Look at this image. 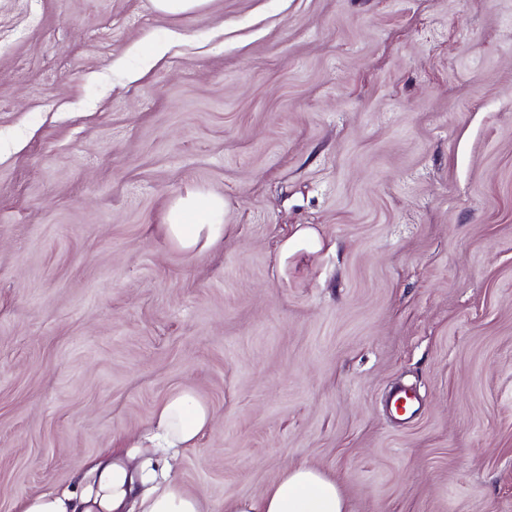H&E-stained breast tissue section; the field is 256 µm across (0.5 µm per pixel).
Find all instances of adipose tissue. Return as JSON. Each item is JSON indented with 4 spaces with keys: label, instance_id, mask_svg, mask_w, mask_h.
Wrapping results in <instances>:
<instances>
[{
    "label": "adipose tissue",
    "instance_id": "obj_1",
    "mask_svg": "<svg viewBox=\"0 0 512 512\" xmlns=\"http://www.w3.org/2000/svg\"><path fill=\"white\" fill-rule=\"evenodd\" d=\"M164 232L180 248L192 251L224 236V200L199 192L177 199L166 215ZM213 423V413L193 391L173 393L155 411L151 441L158 448H190ZM94 499L68 504L49 494L25 500L22 512H201L197 496L173 481L136 478L118 463L104 466ZM226 512H345L335 479L322 470L300 465L286 470L260 497L230 504Z\"/></svg>",
    "mask_w": 512,
    "mask_h": 512
}]
</instances>
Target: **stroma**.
<instances>
[{
	"label": "stroma",
	"instance_id": "1",
	"mask_svg": "<svg viewBox=\"0 0 512 512\" xmlns=\"http://www.w3.org/2000/svg\"><path fill=\"white\" fill-rule=\"evenodd\" d=\"M181 389L212 427L137 447ZM115 460L202 512L298 465L512 512V0H0V512ZM154 8L167 15L200 13L208 5L209 0H152ZM190 219L195 224H188ZM224 199L199 192L177 199L169 208L165 235L186 251L200 242L212 244L224 237Z\"/></svg>",
	"mask_w": 512,
	"mask_h": 512
}]
</instances>
